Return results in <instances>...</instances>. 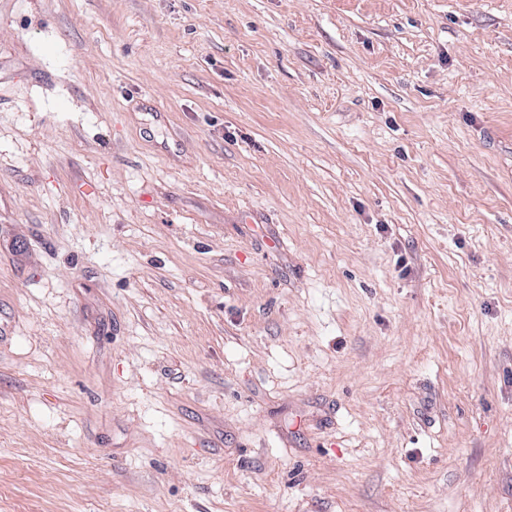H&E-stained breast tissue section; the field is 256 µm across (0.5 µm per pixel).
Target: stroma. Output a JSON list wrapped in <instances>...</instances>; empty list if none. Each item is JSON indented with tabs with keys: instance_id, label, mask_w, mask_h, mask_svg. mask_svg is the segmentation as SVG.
Instances as JSON below:
<instances>
[{
	"instance_id": "1",
	"label": "stroma",
	"mask_w": 512,
	"mask_h": 512,
	"mask_svg": "<svg viewBox=\"0 0 512 512\" xmlns=\"http://www.w3.org/2000/svg\"><path fill=\"white\" fill-rule=\"evenodd\" d=\"M0 512H512V0H0Z\"/></svg>"
}]
</instances>
